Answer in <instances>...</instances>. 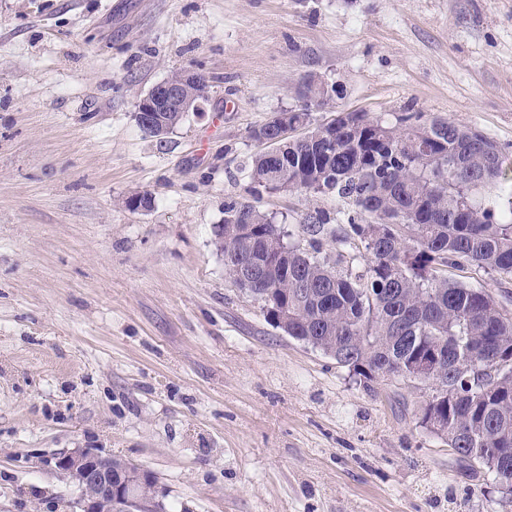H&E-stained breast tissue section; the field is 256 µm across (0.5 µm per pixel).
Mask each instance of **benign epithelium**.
Returning a JSON list of instances; mask_svg holds the SVG:
<instances>
[{"label": "benign epithelium", "mask_w": 512, "mask_h": 512, "mask_svg": "<svg viewBox=\"0 0 512 512\" xmlns=\"http://www.w3.org/2000/svg\"><path fill=\"white\" fill-rule=\"evenodd\" d=\"M207 83L198 71L184 69L153 85L139 95L137 116L141 127L159 141L167 136L168 113L187 116L201 110L202 99L196 88ZM275 136L267 140L271 153L276 144L293 133L309 135V129H288V115H275L270 120ZM54 468L77 484L79 512H163V504L154 476L132 464L112 471V456L95 448H77L54 458Z\"/></svg>", "instance_id": "7a95c632"}]
</instances>
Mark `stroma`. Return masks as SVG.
Listing matches in <instances>:
<instances>
[{"mask_svg": "<svg viewBox=\"0 0 512 512\" xmlns=\"http://www.w3.org/2000/svg\"><path fill=\"white\" fill-rule=\"evenodd\" d=\"M183 68L208 97L161 142L137 96ZM311 75L512 157V0H0V512H75V448L149 471L167 512H512L416 384L364 385L225 275V202L295 234L321 204L243 170Z\"/></svg>", "mask_w": 512, "mask_h": 512, "instance_id": "1", "label": "stroma"}]
</instances>
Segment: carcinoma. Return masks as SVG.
<instances>
[{"label":"carcinoma","instance_id":"carcinoma-1","mask_svg":"<svg viewBox=\"0 0 512 512\" xmlns=\"http://www.w3.org/2000/svg\"><path fill=\"white\" fill-rule=\"evenodd\" d=\"M322 84L302 85L288 125L318 132ZM262 149L251 191L271 180L336 205L299 220L306 244L246 201L224 205V271L273 326L368 384L425 386L420 426L512 489V297L454 277L474 267L512 280V159L482 131L400 112L336 113L334 138ZM438 351L441 382L411 377Z\"/></svg>","mask_w":512,"mask_h":512}]
</instances>
